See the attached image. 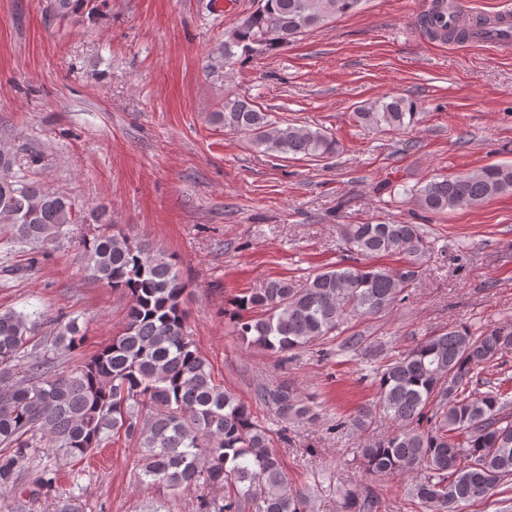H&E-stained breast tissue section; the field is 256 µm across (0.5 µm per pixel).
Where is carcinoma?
<instances>
[{"label":"carcinoma","instance_id":"obj_1","mask_svg":"<svg viewBox=\"0 0 512 512\" xmlns=\"http://www.w3.org/2000/svg\"><path fill=\"white\" fill-rule=\"evenodd\" d=\"M108 0H49L52 17L93 14ZM219 44L206 68L217 73L247 58L282 49L362 0H262ZM417 104L384 97L356 108L361 125L376 131L412 124ZM213 123L250 137L253 147L281 158L314 160L337 153L336 138L319 128L273 120L249 99L228 93ZM0 148V230L32 254H46L70 238L79 218L63 192L43 188L14 170ZM512 193V164H491L459 176L433 178L409 190L422 210L442 213ZM99 233L79 241L84 276L127 293L123 329L96 354L68 370L45 359L24 360L36 314L0 311V498L18 488L30 498L56 484V470H37L21 487L22 462L36 450L65 461L90 456L115 435L136 442L140 483L172 493L202 489L197 512H311L310 496L288 486L275 442L283 430L266 427L236 393L215 382L196 349L183 309L186 283L172 256L115 230L106 207L91 212ZM353 263L300 280L275 278L239 297L233 315L238 338L287 360L317 339L343 333L361 317H382L407 297L414 272L363 261L404 254L424 257L416 224H343ZM76 321L58 323L53 349L79 348ZM373 348L356 333L336 354ZM512 352V323L473 334L464 324L426 337L370 373L371 402L336 424L360 438L363 469L411 477L407 494L420 512H463L512 482V394L481 377ZM256 400L281 420L316 419L288 380L262 386ZM395 430L376 435L373 425ZM207 489L224 494L209 495ZM380 501L352 492L341 512H377Z\"/></svg>","mask_w":512,"mask_h":512}]
</instances>
